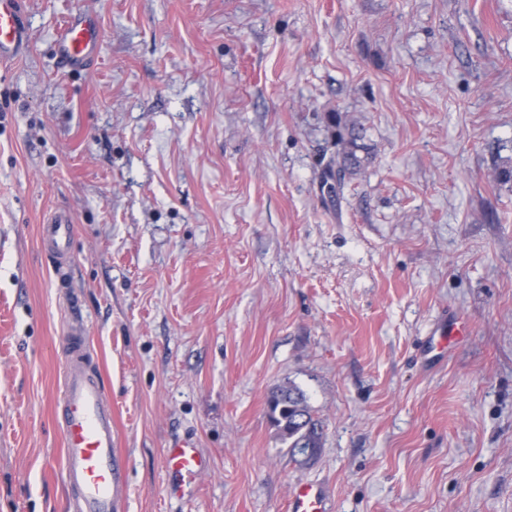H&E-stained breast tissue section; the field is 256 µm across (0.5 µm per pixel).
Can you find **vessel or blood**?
<instances>
[{"mask_svg":"<svg viewBox=\"0 0 512 512\" xmlns=\"http://www.w3.org/2000/svg\"><path fill=\"white\" fill-rule=\"evenodd\" d=\"M95 15L78 13L59 28L54 52L67 68L89 65L99 47ZM29 44L22 0H0V66L14 60ZM74 224L68 212H54L40 227L44 250L57 264L72 259ZM87 351L82 337L71 338L63 362L61 430L64 440V478L75 492L74 512H115V493L124 461L112 437V406L101 383L85 369ZM164 465L172 483L194 481L204 460L188 443L166 449ZM289 512H327V491L307 482L296 483L289 496Z\"/></svg>","mask_w":512,"mask_h":512,"instance_id":"vessel-or-blood-1","label":"vessel or blood"}]
</instances>
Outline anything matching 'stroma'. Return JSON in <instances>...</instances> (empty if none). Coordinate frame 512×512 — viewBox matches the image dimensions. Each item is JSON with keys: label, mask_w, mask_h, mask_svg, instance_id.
I'll list each match as a JSON object with an SVG mask.
<instances>
[{"label": "stroma", "mask_w": 512, "mask_h": 512, "mask_svg": "<svg viewBox=\"0 0 512 512\" xmlns=\"http://www.w3.org/2000/svg\"><path fill=\"white\" fill-rule=\"evenodd\" d=\"M0 67V512H72L73 329L112 404L116 512H512V0H26ZM101 24L83 70L54 35ZM374 158L335 195L328 113ZM75 225L57 270L41 224ZM462 314L437 363L424 341ZM323 424L304 460L278 387ZM206 467L168 488L164 452ZM271 418L289 448L302 449V455L313 452V457L322 444L323 426L308 405L304 392L297 386H283L272 393L269 401ZM327 491L308 482L296 483L290 492L289 512H327Z\"/></svg>", "instance_id": "1"}]
</instances>
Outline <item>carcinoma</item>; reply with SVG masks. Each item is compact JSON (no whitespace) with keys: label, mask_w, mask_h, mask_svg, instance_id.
I'll use <instances>...</instances> for the list:
<instances>
[{"label":"carcinoma","mask_w":512,"mask_h":512,"mask_svg":"<svg viewBox=\"0 0 512 512\" xmlns=\"http://www.w3.org/2000/svg\"><path fill=\"white\" fill-rule=\"evenodd\" d=\"M328 121L337 128L336 136L341 150L328 159L326 179H332L337 171L343 177L357 173L372 159L371 147L365 142L366 129L356 122L341 125L337 113L329 115ZM269 407L274 425L282 438L288 441L291 450L311 448L315 453L319 451L323 426L312 414L301 389L294 385L279 388L272 393Z\"/></svg>","instance_id":"obj_1"}]
</instances>
